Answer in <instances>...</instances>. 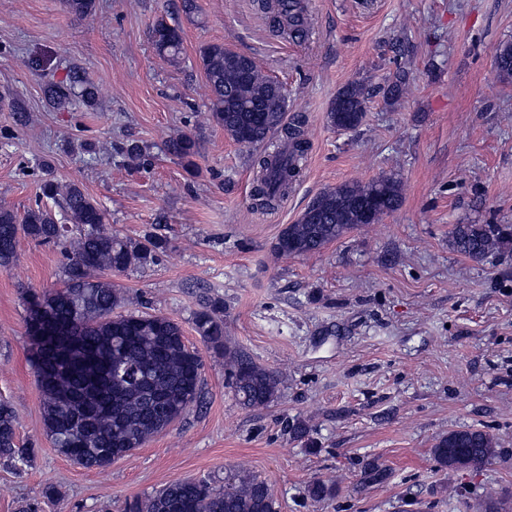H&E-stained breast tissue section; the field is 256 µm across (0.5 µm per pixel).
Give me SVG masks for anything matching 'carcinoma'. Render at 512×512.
<instances>
[{"instance_id":"1","label":"carcinoma","mask_w":512,"mask_h":512,"mask_svg":"<svg viewBox=\"0 0 512 512\" xmlns=\"http://www.w3.org/2000/svg\"><path fill=\"white\" fill-rule=\"evenodd\" d=\"M73 16L83 19L96 13V0H64ZM260 10L270 15L275 31L293 39L299 0H258ZM157 53L173 64L182 54V34L177 26L159 19L151 29ZM497 69L512 77V44L497 52ZM198 66L203 71L211 101V118L236 139L242 127L250 130L251 145L264 150L252 157L256 208L274 207L300 177L307 141L304 129L284 123L286 103L278 95L277 81L252 57L224 47L202 46ZM410 82L409 72L399 70L384 88L387 100H401ZM81 97L96 98L97 90L86 77L71 76L68 83H50L44 94L61 106L71 100L75 87ZM370 99L369 88L348 83L336 95L328 113L335 128H358L364 121ZM193 134H180L166 141L167 153L190 160L198 153ZM42 195L60 204L61 217L41 207L20 215L0 204V268L16 257L20 235L59 250L63 261L64 286L31 291L26 296V333L35 369L69 351L63 344L44 349L35 336L49 329L72 336L80 348L98 354L115 366L116 377L89 392L79 371L57 372L40 386L46 436L57 450L84 468H106L111 458H121L161 432L172 417H180L200 398L201 359L190 349L179 324L162 314L119 312L125 297L107 272L156 264L164 252V240L154 234L139 239L103 231L104 214L95 199L76 182L62 183L54 177L41 185ZM402 196L399 181L378 176L366 183L344 182L321 192L278 235L274 251L280 256L304 257L342 238L349 231L375 224L397 210ZM450 242L460 255L480 261L512 244V224H456ZM194 328L203 341L224 356L231 385L246 408L266 407L277 397L278 372L257 364L240 349L227 344L223 305L214 300L194 316ZM17 417L13 407L0 401V459L30 457V449L17 445ZM500 454L495 438L480 429L452 431L439 437L432 456L442 470L461 471L488 465ZM336 494V486L313 480L306 496L319 504ZM479 512H512V495L486 496ZM130 512H278L277 500L268 482L239 467L224 476V485L209 480H178L130 504Z\"/></svg>"}]
</instances>
